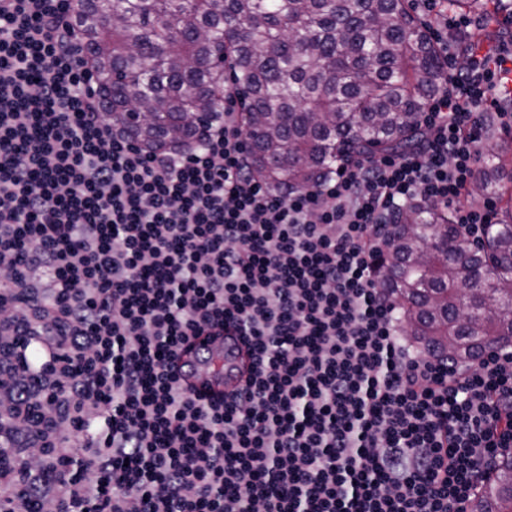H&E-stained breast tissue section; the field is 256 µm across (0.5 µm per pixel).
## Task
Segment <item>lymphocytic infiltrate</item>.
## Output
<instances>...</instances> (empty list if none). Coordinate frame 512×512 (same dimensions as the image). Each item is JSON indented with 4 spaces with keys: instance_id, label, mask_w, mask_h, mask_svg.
Returning <instances> with one entry per match:
<instances>
[{
    "instance_id": "f902f5d3",
    "label": "lymphocytic infiltrate",
    "mask_w": 512,
    "mask_h": 512,
    "mask_svg": "<svg viewBox=\"0 0 512 512\" xmlns=\"http://www.w3.org/2000/svg\"><path fill=\"white\" fill-rule=\"evenodd\" d=\"M448 70L423 139L272 193L237 94L181 152L104 110L78 0H0V475L9 512H466L512 448V349L460 367L413 349L379 267L422 201L473 243L480 105L512 39L415 0ZM239 336L242 385L190 393L179 361Z\"/></svg>"
}]
</instances>
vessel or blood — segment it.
<instances>
[{
    "label": "vessel or blood",
    "mask_w": 512,
    "mask_h": 512,
    "mask_svg": "<svg viewBox=\"0 0 512 512\" xmlns=\"http://www.w3.org/2000/svg\"><path fill=\"white\" fill-rule=\"evenodd\" d=\"M186 359L189 388L220 395L237 385L246 364V348L235 338L209 336Z\"/></svg>",
    "instance_id": "1"
}]
</instances>
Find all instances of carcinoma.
Returning <instances> with one entry per match:
<instances>
[{"label":"carcinoma","instance_id":"1","mask_svg":"<svg viewBox=\"0 0 512 512\" xmlns=\"http://www.w3.org/2000/svg\"><path fill=\"white\" fill-rule=\"evenodd\" d=\"M451 2L473 14L502 5ZM73 23L105 110L148 149L190 146L234 88L250 165L276 193L321 181L354 153L412 148L428 98L448 80L413 0H81ZM482 167L480 192L504 200L508 216L485 241L473 246L449 213L418 203L398 217L382 261L403 336L460 362L512 345V189L497 158ZM444 238L453 246L440 256ZM467 512H512L511 456Z\"/></svg>","mask_w":512,"mask_h":512}]
</instances>
